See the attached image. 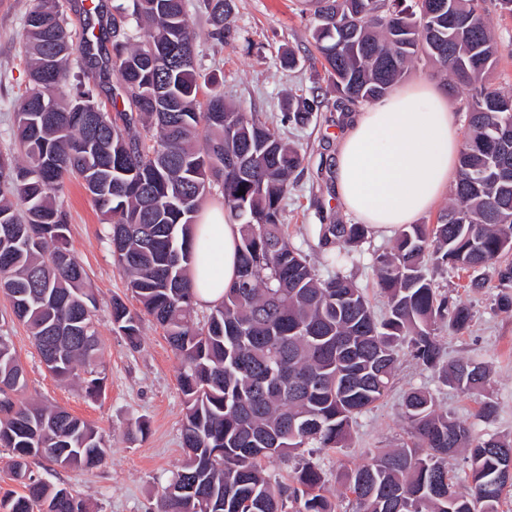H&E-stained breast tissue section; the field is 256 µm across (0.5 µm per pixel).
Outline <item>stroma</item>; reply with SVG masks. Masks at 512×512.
Instances as JSON below:
<instances>
[{
    "label": "stroma",
    "mask_w": 512,
    "mask_h": 512,
    "mask_svg": "<svg viewBox=\"0 0 512 512\" xmlns=\"http://www.w3.org/2000/svg\"><path fill=\"white\" fill-rule=\"evenodd\" d=\"M34 0H0V150L11 143L19 98L29 86V71L19 51L24 17ZM189 24L197 33L195 61L202 73L212 76L225 99L239 111L255 112L277 121L288 98L310 88L326 86L327 74L310 36L312 13L299 0H233L224 23V40L213 38L203 0H184ZM489 20L502 49L490 80L512 95V20L490 10ZM292 51L299 61L285 69L281 56ZM344 122L334 100H325L305 127L285 129L284 134L304 157L303 170L282 202L281 221L289 242L305 254L322 277L343 274L369 298L377 313L386 300L376 287L374 259L386 252L393 239L375 233L356 248L353 262H326L318 242L320 225L353 223L336 197L335 161ZM59 202L69 215V245L92 283L98 331L105 342V386L98 397L86 395L76 382H60L45 370L27 328L13 320L11 307L0 294V334L8 336L26 374L28 400L65 408L93 425L109 447L106 462L92 469H67L57 474L85 500L89 512H154L165 487L181 466L183 396L179 389L180 362L150 316L142 318L138 345H130L112 327L113 298H121L133 311L140 304L126 288L104 224L90 195L77 180L66 181ZM442 291L472 307L473 322L459 334L440 325L437 334L447 359L470 357L488 366L490 381L472 394H463L441 379L422 371L408 352H401L398 371L388 394L361 414L346 447L333 450H296L288 460L267 461V470L287 479L303 458L313 457L326 474L327 495L336 512H359L354 495L341 484L344 467L367 455L396 448L408 440L402 416V398L413 388L434 393L442 410L472 425L475 435L512 440V313L500 312L495 299L501 288L488 276L481 291L467 287L466 273L436 274ZM497 407L488 423L475 420L482 403ZM144 432H134L135 423Z\"/></svg>",
    "instance_id": "1"
}]
</instances>
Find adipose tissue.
<instances>
[{"mask_svg": "<svg viewBox=\"0 0 512 512\" xmlns=\"http://www.w3.org/2000/svg\"><path fill=\"white\" fill-rule=\"evenodd\" d=\"M458 126L442 89L415 84L350 115L336 156V194L369 229L390 234L428 212L447 189ZM240 226L206 206L195 229L190 279L198 304H220L238 277Z\"/></svg>", "mask_w": 512, "mask_h": 512, "instance_id": "1", "label": "adipose tissue"}]
</instances>
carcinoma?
<instances>
[{"mask_svg":"<svg viewBox=\"0 0 512 512\" xmlns=\"http://www.w3.org/2000/svg\"><path fill=\"white\" fill-rule=\"evenodd\" d=\"M224 39L231 0H206ZM311 38L328 73V89L288 99L281 124L305 126L325 97L336 108L383 98L425 57L450 84L469 88L459 111L467 127L451 203L435 224H406L392 249L374 260L387 312L377 317L348 278H321L290 244L281 203L303 164L279 129L224 102L213 82L199 83L197 34L183 0H126L116 7L136 23L117 32L99 3L85 9L87 30L68 26L58 0H37L24 21L22 50L31 86L15 113L13 147L0 152V289L26 325L52 377L82 378L88 395L103 390L105 345L95 322L88 274L69 247L68 214L56 204L74 176L111 225L113 256L127 288L155 320L180 360L185 459L157 512H334L320 466L307 460L276 481L264 461L299 448H342L357 417L390 389L400 345L425 371L463 392L480 389L488 372L462 358L444 362L434 326L461 333L472 311L438 291L430 268L470 273L485 286L493 268L498 307L512 312V95L488 81L500 54L486 0H309ZM465 25L448 26V14ZM112 42V54L103 52ZM117 77L137 108L114 116L91 111L88 74ZM74 90L60 103L54 94ZM155 127L148 144L135 124ZM224 212L240 224L239 277L224 300L197 318L190 283L194 227L212 186ZM369 234L363 224H323L321 243L341 245L328 261L350 257ZM112 327L135 345L140 317L112 300ZM24 369L0 335V447L13 455L12 475L25 493L0 501V512H87L63 483L28 468L44 458L61 469L92 468L108 455L91 423L61 407L23 398ZM409 442L355 464L344 488L361 512H498L512 478L503 475L512 443L476 439L470 426L439 410L422 388L406 394ZM467 452L470 481L457 483L448 457ZM196 485L192 494L176 491Z\"/></svg>","mask_w":512,"mask_h":512,"instance_id":"obj_1","label":"carcinoma"}]
</instances>
